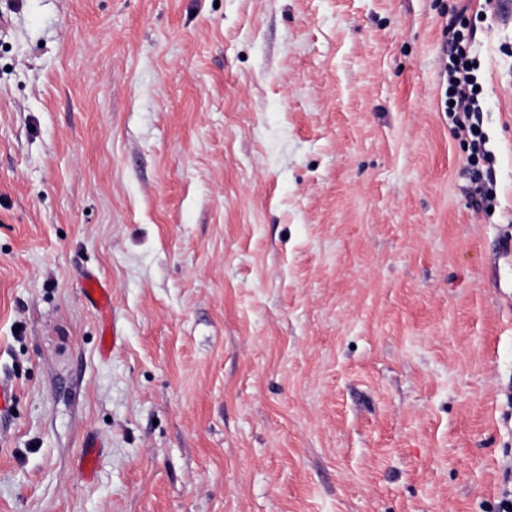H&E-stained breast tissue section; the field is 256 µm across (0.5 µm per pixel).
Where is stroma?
Returning <instances> with one entry per match:
<instances>
[{
    "label": "stroma",
    "mask_w": 512,
    "mask_h": 512,
    "mask_svg": "<svg viewBox=\"0 0 512 512\" xmlns=\"http://www.w3.org/2000/svg\"><path fill=\"white\" fill-rule=\"evenodd\" d=\"M462 8L487 208L444 107ZM4 376L0 512H494L512 23L485 0H0ZM82 295L96 310L107 314L111 311L112 286L94 275H87L82 281Z\"/></svg>",
    "instance_id": "35a3bbf8"
}]
</instances>
